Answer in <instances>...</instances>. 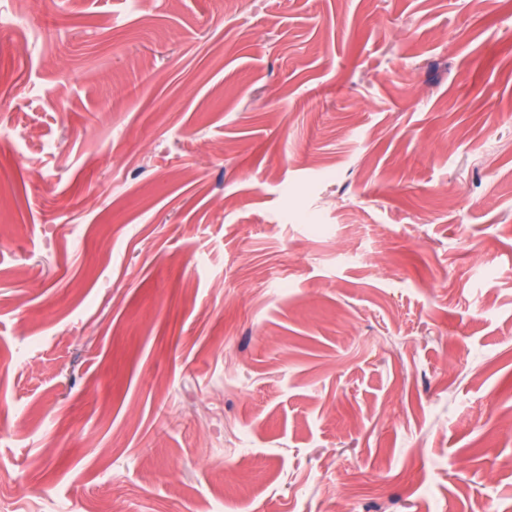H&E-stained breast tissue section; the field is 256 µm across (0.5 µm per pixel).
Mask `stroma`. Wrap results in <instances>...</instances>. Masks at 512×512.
<instances>
[{
  "instance_id": "1",
  "label": "stroma",
  "mask_w": 512,
  "mask_h": 512,
  "mask_svg": "<svg viewBox=\"0 0 512 512\" xmlns=\"http://www.w3.org/2000/svg\"><path fill=\"white\" fill-rule=\"evenodd\" d=\"M0 512H512V0H0Z\"/></svg>"
}]
</instances>
